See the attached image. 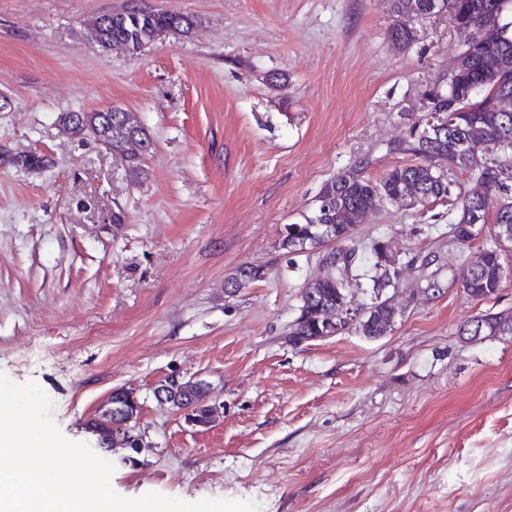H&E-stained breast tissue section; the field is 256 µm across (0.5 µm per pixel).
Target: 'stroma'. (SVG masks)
Masks as SVG:
<instances>
[{
	"label": "stroma",
	"instance_id": "1",
	"mask_svg": "<svg viewBox=\"0 0 512 512\" xmlns=\"http://www.w3.org/2000/svg\"><path fill=\"white\" fill-rule=\"evenodd\" d=\"M138 5L189 33L136 52L86 34ZM391 0H0V373L36 381L63 435L100 443L112 392H133L144 447L105 452L113 490L251 501L259 512H512V335L467 342L460 274L485 241H454L448 204H385L358 223L354 306L377 247L397 279L391 331L288 340L323 249L284 248L322 186L359 161L379 178L465 39L449 14L390 40ZM280 75L272 86L271 75ZM139 113V176L64 112ZM37 155L40 167L16 166ZM262 279L228 292L238 267ZM222 409L192 426L159 404L172 374Z\"/></svg>",
	"mask_w": 512,
	"mask_h": 512
}]
</instances>
